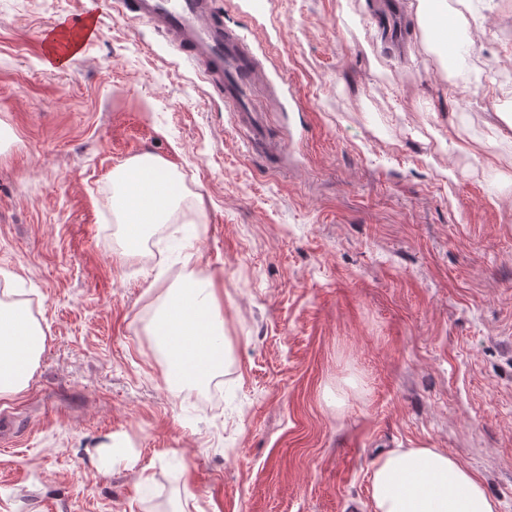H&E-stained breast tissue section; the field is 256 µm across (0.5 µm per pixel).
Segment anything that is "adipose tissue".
Here are the masks:
<instances>
[{
    "label": "adipose tissue",
    "mask_w": 512,
    "mask_h": 512,
    "mask_svg": "<svg viewBox=\"0 0 512 512\" xmlns=\"http://www.w3.org/2000/svg\"><path fill=\"white\" fill-rule=\"evenodd\" d=\"M112 210L128 249L161 224H200L202 208L187 211L172 172L160 164L130 163L113 180ZM0 290V396L24 390L43 347L28 306ZM164 359L165 383H202L224 368V311L213 281L188 277L166 289L148 325ZM372 512H498L497 502L457 457L439 448H395L370 474Z\"/></svg>",
    "instance_id": "obj_1"
}]
</instances>
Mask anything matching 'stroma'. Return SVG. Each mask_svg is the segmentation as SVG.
<instances>
[{
  "label": "stroma",
  "mask_w": 512,
  "mask_h": 512,
  "mask_svg": "<svg viewBox=\"0 0 512 512\" xmlns=\"http://www.w3.org/2000/svg\"><path fill=\"white\" fill-rule=\"evenodd\" d=\"M474 2L461 79L417 0H216L251 124L114 0H0V271L45 336L0 398V512H369L375 459L421 446L512 512V0ZM145 153L206 214L174 250L125 251L112 213ZM189 272L231 347L198 402L146 329Z\"/></svg>",
  "instance_id": "35a3bbf8"
}]
</instances>
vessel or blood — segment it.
<instances>
[{
    "label": "vessel or blood",
    "instance_id": "1",
    "mask_svg": "<svg viewBox=\"0 0 512 512\" xmlns=\"http://www.w3.org/2000/svg\"><path fill=\"white\" fill-rule=\"evenodd\" d=\"M120 12L132 13L170 36L190 65L201 69L234 111L249 112L248 85L257 70L244 40L220 19L215 0H117Z\"/></svg>",
    "mask_w": 512,
    "mask_h": 512
}]
</instances>
